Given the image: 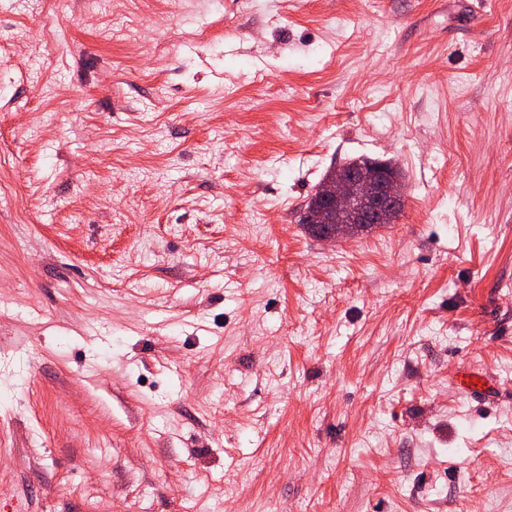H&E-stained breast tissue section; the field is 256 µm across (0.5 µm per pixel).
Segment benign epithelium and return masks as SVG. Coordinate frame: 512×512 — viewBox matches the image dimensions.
<instances>
[{
    "instance_id": "1",
    "label": "benign epithelium",
    "mask_w": 512,
    "mask_h": 512,
    "mask_svg": "<svg viewBox=\"0 0 512 512\" xmlns=\"http://www.w3.org/2000/svg\"><path fill=\"white\" fill-rule=\"evenodd\" d=\"M355 169V179L339 175L318 188L319 199L348 218V223L319 235L323 240L351 238L378 224H389L392 213L404 204V184L388 163L370 160L355 165Z\"/></svg>"
}]
</instances>
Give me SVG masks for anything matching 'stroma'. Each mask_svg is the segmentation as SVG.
Segmentation results:
<instances>
[{
	"instance_id": "stroma-1",
	"label": "stroma",
	"mask_w": 512,
	"mask_h": 512,
	"mask_svg": "<svg viewBox=\"0 0 512 512\" xmlns=\"http://www.w3.org/2000/svg\"><path fill=\"white\" fill-rule=\"evenodd\" d=\"M0 512H512V0H0ZM388 165L391 164L370 160L353 166L358 172L354 180L339 175L324 181L317 190L319 199L336 208V213L345 215L349 223L336 224L319 236L312 224H305L307 231L320 239L336 241L393 222L392 213L403 208L405 187L401 177Z\"/></svg>"
}]
</instances>
